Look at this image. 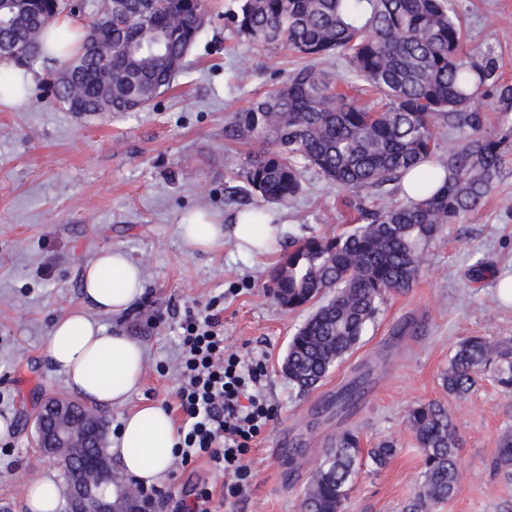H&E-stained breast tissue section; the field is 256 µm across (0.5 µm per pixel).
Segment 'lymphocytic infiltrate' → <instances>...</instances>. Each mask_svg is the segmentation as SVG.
Masks as SVG:
<instances>
[{
	"label": "lymphocytic infiltrate",
	"instance_id": "1",
	"mask_svg": "<svg viewBox=\"0 0 512 512\" xmlns=\"http://www.w3.org/2000/svg\"><path fill=\"white\" fill-rule=\"evenodd\" d=\"M180 328L177 459L183 466L206 460L225 476V497L235 498L252 479L251 447L275 417L264 391L265 360L225 345L214 303L187 311Z\"/></svg>",
	"mask_w": 512,
	"mask_h": 512
}]
</instances>
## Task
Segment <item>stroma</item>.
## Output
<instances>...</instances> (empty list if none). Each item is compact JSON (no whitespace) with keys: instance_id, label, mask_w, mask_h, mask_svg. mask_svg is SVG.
I'll return each mask as SVG.
<instances>
[{"instance_id":"stroma-1","label":"stroma","mask_w":512,"mask_h":512,"mask_svg":"<svg viewBox=\"0 0 512 512\" xmlns=\"http://www.w3.org/2000/svg\"><path fill=\"white\" fill-rule=\"evenodd\" d=\"M207 5L209 21L182 71L140 111L76 118L46 94L58 69L52 60L34 68L21 101L0 103V416L13 427L12 439L0 442V512H27V484L55 469L31 444L41 399L69 390L44 341L57 318L82 306L84 268L110 247L142 267L145 292L129 313L93 317L147 349L142 386L125 406L109 408L112 425L145 403L175 405L176 327L188 307L219 294L225 343L265 352L267 393L277 408L249 455L254 479L239 500L224 502L223 477L198 461L173 466L160 485L159 512H182L205 485L215 512H301L324 448L346 429L359 432L363 448L386 436L399 448L381 468L362 459L346 512H403L421 469L404 417L428 401L447 405L455 417L461 471L459 494L433 512H512V483L489 467L512 430V400L488 378L463 400L450 397L441 381L461 340L512 338V302L500 297L502 280L512 277V212L501 204L512 197V157L485 203L430 245L414 286L388 297L319 388L299 392L282 362L309 310L282 307L270 293L271 276L292 242L342 233L354 212L346 192L307 171L292 204L264 207L281 229L277 250L263 257L238 252L231 226L253 201L239 193L233 173L250 146L225 139L224 124L300 61L232 36L224 14L233 0ZM460 14L468 46L491 53L512 82V0H460ZM197 211L224 224L222 247L199 252L181 239L178 224ZM405 323L409 331L394 339ZM366 368L370 385L353 409H323L326 397Z\"/></svg>"}]
</instances>
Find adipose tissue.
I'll return each mask as SVG.
<instances>
[{"instance_id":"adipose-tissue-1","label":"adipose tissue","mask_w":512,"mask_h":512,"mask_svg":"<svg viewBox=\"0 0 512 512\" xmlns=\"http://www.w3.org/2000/svg\"><path fill=\"white\" fill-rule=\"evenodd\" d=\"M144 292L140 267L119 248L101 251L86 265L82 295L92 307L117 314ZM45 354L72 391L99 406H121L140 385L146 350L139 341L105 330L82 310L58 318L46 338ZM177 429L170 412L156 403L129 411L111 454L124 474L146 486L165 480L175 461Z\"/></svg>"}]
</instances>
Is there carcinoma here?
Listing matches in <instances>:
<instances>
[{
	"label": "carcinoma",
	"mask_w": 512,
	"mask_h": 512,
	"mask_svg": "<svg viewBox=\"0 0 512 512\" xmlns=\"http://www.w3.org/2000/svg\"><path fill=\"white\" fill-rule=\"evenodd\" d=\"M64 12L73 13L67 0H20L0 15V39L23 46L5 57L33 68L45 22ZM81 14L102 46L63 60L75 77L54 100L78 99L91 117L139 111L169 88L207 20L205 0H103L90 11L82 4ZM224 20L238 38L303 60L224 125L225 138L257 145L236 171L241 192L284 205L301 193L302 171L313 169L355 195L353 230L298 240L273 276L281 305L317 303L284 363L288 379L308 392L356 348L387 296L412 288L430 244L492 194L512 152V123L487 132L481 108L512 113V84L502 81L495 57L464 47L458 0H235ZM335 56L346 62L340 81L321 67ZM442 129L460 136L443 161H434L444 184L430 192L436 172L428 169L417 179L425 198L397 197L403 175L433 161ZM486 375L512 395V341L467 338L443 385L464 399ZM367 385V374L358 375L324 407L350 409ZM407 422L422 468L406 512H431L461 490L453 417L444 405L425 402L409 409ZM396 452L394 440L385 439L368 457L381 467ZM360 454L357 431L331 438L307 484L303 512H344ZM491 466L512 480L511 432Z\"/></svg>",
	"instance_id": "cac0c4a2"
}]
</instances>
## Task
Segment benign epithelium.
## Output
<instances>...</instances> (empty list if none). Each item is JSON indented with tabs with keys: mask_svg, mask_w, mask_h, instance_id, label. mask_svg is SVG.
I'll list each match as a JSON object with an SVG mask.
<instances>
[{
	"mask_svg": "<svg viewBox=\"0 0 512 512\" xmlns=\"http://www.w3.org/2000/svg\"><path fill=\"white\" fill-rule=\"evenodd\" d=\"M83 407L76 397L48 395L39 404L34 415L33 446L49 457L59 468L65 492V512H148L143 502L130 494L128 487L112 479V458L108 453L109 420L101 412L92 422L87 435L76 434L73 415ZM89 448L101 449L95 460L99 467L100 487H86L76 480L75 463L67 456L57 454L60 448H78L81 442Z\"/></svg>",
	"mask_w": 512,
	"mask_h": 512,
	"instance_id": "1",
	"label": "benign epithelium"
}]
</instances>
